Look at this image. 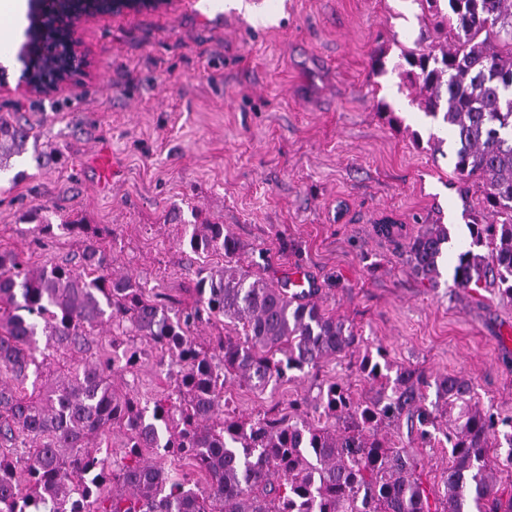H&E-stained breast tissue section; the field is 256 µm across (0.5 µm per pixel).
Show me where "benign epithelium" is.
I'll return each mask as SVG.
<instances>
[{
	"label": "benign epithelium",
	"mask_w": 512,
	"mask_h": 512,
	"mask_svg": "<svg viewBox=\"0 0 512 512\" xmlns=\"http://www.w3.org/2000/svg\"><path fill=\"white\" fill-rule=\"evenodd\" d=\"M31 0L30 14L35 35L22 42L18 61L22 65L17 87L28 92L49 93L67 84L86 67L77 39L78 24L97 15L125 11L157 10L170 0Z\"/></svg>",
	"instance_id": "1"
}]
</instances>
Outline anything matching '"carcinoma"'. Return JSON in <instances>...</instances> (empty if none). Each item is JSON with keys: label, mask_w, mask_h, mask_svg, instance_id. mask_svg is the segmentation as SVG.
<instances>
[{"label": "carcinoma", "mask_w": 512, "mask_h": 512, "mask_svg": "<svg viewBox=\"0 0 512 512\" xmlns=\"http://www.w3.org/2000/svg\"><path fill=\"white\" fill-rule=\"evenodd\" d=\"M427 19L452 43L402 54L418 86L419 106L441 118L456 143L455 170L475 184L496 220L470 225L452 256L455 287H496L512 300V0H425ZM29 130L0 117V168L26 151ZM85 239L81 264L29 267L0 253V512H512L503 500L488 449L512 448V419L472 400L470 382L435 379L436 399L420 401V377L390 381L386 353L365 350L358 368L380 383L378 397L340 382L320 389L326 423L304 417V402L280 419L247 420L224 412V383L265 389L289 371L315 368L360 349L361 337L323 311L308 290L288 291L229 263L197 271L199 300L167 309L129 275L112 274L110 253L87 224L40 225ZM376 233L405 240L406 264L437 283L448 228L430 224L415 236L385 219ZM192 251L231 258L237 242L222 224H195ZM242 325L216 345L197 340L204 319ZM112 326V351L101 349L48 385L39 376L38 337L62 354L87 352L94 330ZM168 356L174 387L153 406L115 383L137 371L143 347ZM31 387H26V384ZM426 443L448 442L443 490L388 429L401 419ZM118 432L123 456L102 457ZM185 460L205 475L171 473L148 453Z\"/></svg>", "instance_id": "carcinoma-1"}]
</instances>
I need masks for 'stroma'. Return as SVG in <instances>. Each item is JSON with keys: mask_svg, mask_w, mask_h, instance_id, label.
<instances>
[{"mask_svg": "<svg viewBox=\"0 0 512 512\" xmlns=\"http://www.w3.org/2000/svg\"><path fill=\"white\" fill-rule=\"evenodd\" d=\"M78 35L87 67L49 94L18 90L22 65L4 62L0 116L20 118L58 161L40 168L26 153L0 172V251L74 266L82 238L41 239L36 224L95 225L115 273L185 306L198 268L225 258L183 240L221 224L244 269L274 284L303 272L320 308L384 348L391 372L428 379L427 400L431 379L458 375L512 417V302L456 288L445 263L438 284L417 278L374 229L386 217L410 234L443 224L460 243L473 218H491L399 66L430 43L419 0H174L86 19ZM103 141L120 163L105 192L92 164ZM158 360L145 356L129 384L141 398L173 388ZM357 362L342 354L263 391L227 382V411L278 418L302 399L313 418L334 380L375 396Z\"/></svg>", "mask_w": 512, "mask_h": 512, "instance_id": "stroma-1", "label": "stroma"}]
</instances>
